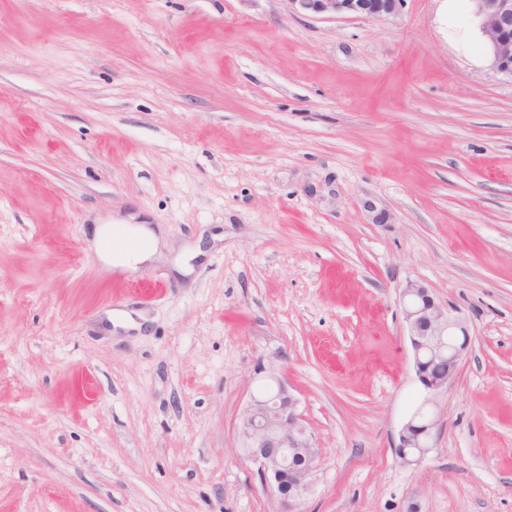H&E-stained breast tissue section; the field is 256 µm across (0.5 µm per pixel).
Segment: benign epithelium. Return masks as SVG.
Instances as JSON below:
<instances>
[{
	"label": "benign epithelium",
	"instance_id": "1",
	"mask_svg": "<svg viewBox=\"0 0 512 512\" xmlns=\"http://www.w3.org/2000/svg\"><path fill=\"white\" fill-rule=\"evenodd\" d=\"M405 0H288L292 9L308 16L383 20L398 15ZM470 13L485 39L493 67L512 77V0H469ZM400 299L421 385V406L398 432L396 448L407 464L420 462L433 444L436 422L429 405L455 381L460 362L470 344L465 323L448 315L431 289L421 281L406 280ZM425 357L447 361V371L437 376L422 369ZM280 353L260 357L253 379L270 385L273 393L250 394L242 409L236 438L244 458L257 468L264 485L287 506L294 507L307 493L309 478L318 465L315 439L305 424L300 401L291 392Z\"/></svg>",
	"mask_w": 512,
	"mask_h": 512
}]
</instances>
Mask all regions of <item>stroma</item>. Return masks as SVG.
I'll return each instance as SVG.
<instances>
[{
    "label": "stroma",
    "instance_id": "35a3bbf8",
    "mask_svg": "<svg viewBox=\"0 0 512 512\" xmlns=\"http://www.w3.org/2000/svg\"><path fill=\"white\" fill-rule=\"evenodd\" d=\"M99 224L162 244L109 267ZM409 279L472 337L413 465ZM278 351L300 512H512V79L467 0H0V512H282L235 432ZM298 13L313 17L383 20L398 15L406 0H287Z\"/></svg>",
    "mask_w": 512,
    "mask_h": 512
}]
</instances>
